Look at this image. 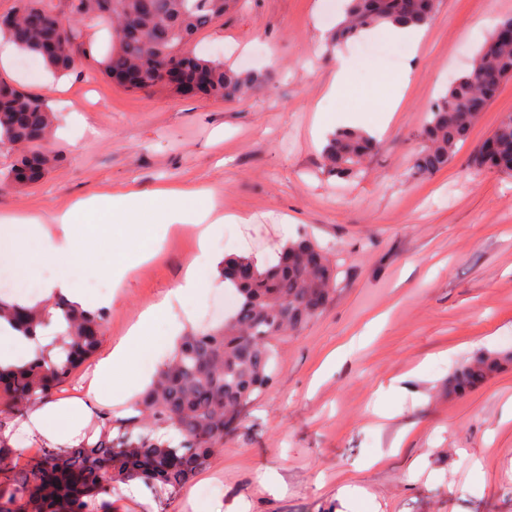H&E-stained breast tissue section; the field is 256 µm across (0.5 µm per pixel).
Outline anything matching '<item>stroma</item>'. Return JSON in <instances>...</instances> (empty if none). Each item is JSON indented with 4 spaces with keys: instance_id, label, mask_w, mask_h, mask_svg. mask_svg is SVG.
<instances>
[{
    "instance_id": "1",
    "label": "stroma",
    "mask_w": 512,
    "mask_h": 512,
    "mask_svg": "<svg viewBox=\"0 0 512 512\" xmlns=\"http://www.w3.org/2000/svg\"><path fill=\"white\" fill-rule=\"evenodd\" d=\"M343 0H231L201 31L206 56L262 77L231 103L165 87L144 94L117 86L99 68L38 81V56L16 54L0 78L45 98L58 128L56 165L36 185L0 184V216H41L74 199L129 188L149 193L199 184L223 210L246 216L222 225V255L272 258L301 237L337 264L324 311L278 344L273 386L245 406L237 430L177 492L115 485L112 512H341V489L356 485V512H512V366L481 388L448 394V378L477 356L512 351V176L474 165L499 117L512 112L505 80L447 168L412 174L427 113L505 18L512 0H440L418 49L369 41L343 50L359 100L386 98L375 71L413 76L394 120L361 118L377 147L360 179L324 174L326 134L315 106L336 71L333 28ZM198 254L197 230L169 234L135 267L111 305L101 343L70 381L84 398L98 363L128 339L139 315L177 288ZM224 283L172 299L168 326L203 330L221 316ZM345 354L324 368L338 347Z\"/></svg>"
}]
</instances>
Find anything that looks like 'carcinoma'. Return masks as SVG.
I'll use <instances>...</instances> for the list:
<instances>
[{
	"mask_svg": "<svg viewBox=\"0 0 512 512\" xmlns=\"http://www.w3.org/2000/svg\"><path fill=\"white\" fill-rule=\"evenodd\" d=\"M226 0H17L14 24H0V36L22 51L41 56L60 75L94 62L110 79L138 73L134 90L149 93L167 85L164 65L182 63L195 36L224 17ZM439 0H345L334 42L356 40L382 23H429ZM109 31L102 55L88 29ZM192 68L207 79L194 94L222 101L244 97L260 81L191 53ZM484 75L477 83L473 74ZM512 78V43L487 42L469 71L456 78L428 112L420 137L423 149L413 159L426 177L448 167L457 147L493 99ZM53 113L44 99L0 80V147L18 151L3 180L32 184L56 163L47 147ZM497 150L477 151L474 164L512 175V112L500 116L492 131ZM374 140L360 130L340 129L323 150V170L342 180L365 171ZM238 305L224 321L181 336L171 359L133 406L134 414L112 421L101 413L97 441L76 448H46L26 468L14 469L15 450L0 440V512H104L100 496L118 483L141 481L158 495L173 494L207 466L224 437L235 431L244 406L274 382L277 343L303 328L335 291L332 260L309 238L286 243L277 259L263 267L246 255L219 266ZM0 319L24 336L52 323L58 331L51 346L20 366L0 367V417L5 419L49 397L95 353L103 335L105 312H91L62 300L33 305L0 298ZM512 352L485 353L448 379V395L479 387L504 365ZM175 432L157 437L158 429Z\"/></svg>",
	"mask_w": 512,
	"mask_h": 512,
	"instance_id": "cac0c4a2",
	"label": "carcinoma"
}]
</instances>
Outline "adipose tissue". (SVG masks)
<instances>
[{"label":"adipose tissue","instance_id":"1","mask_svg":"<svg viewBox=\"0 0 512 512\" xmlns=\"http://www.w3.org/2000/svg\"><path fill=\"white\" fill-rule=\"evenodd\" d=\"M208 191L197 188L184 192L160 191L146 196L135 191L116 195H96L75 202L69 209L44 219L41 217L6 216L0 218V228L22 245H33L38 260L55 266L57 276L44 280L40 288L45 296L62 298L90 310L96 303L88 299L68 276L69 268L79 262L94 260L99 272L112 287H121L136 263L148 261L155 248L168 233L181 226H200L198 255L186 268L176 295L187 297L200 293L206 270L219 263L212 246V235L219 226L242 223L239 215H226L214 206L200 205ZM60 224L64 235L52 238L46 223ZM119 238L136 248L137 258L128 251H117L112 238ZM170 298H163L141 313L128 332V344L116 347L101 361L95 379L88 388L93 398H101L103 388L122 389L132 396L145 382L147 375L135 368L139 355L158 351L162 341L155 331L156 323L167 315ZM91 413L85 402L69 404L42 402L30 408L21 432L28 442H50L76 445L90 422Z\"/></svg>","mask_w":512,"mask_h":512}]
</instances>
